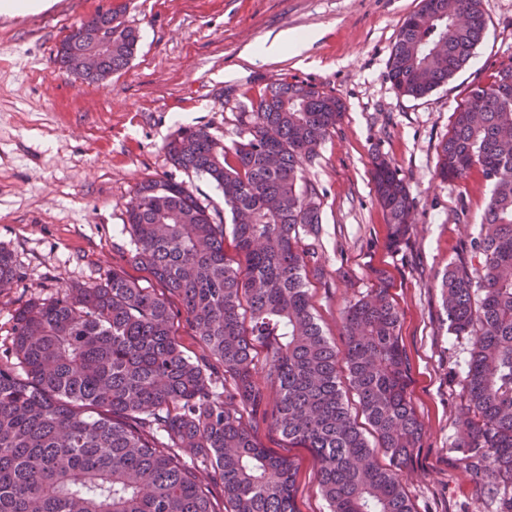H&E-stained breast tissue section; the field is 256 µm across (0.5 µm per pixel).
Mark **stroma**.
<instances>
[{"instance_id": "35a3bbf8", "label": "stroma", "mask_w": 512, "mask_h": 512, "mask_svg": "<svg viewBox=\"0 0 512 512\" xmlns=\"http://www.w3.org/2000/svg\"><path fill=\"white\" fill-rule=\"evenodd\" d=\"M421 0H50L27 15L0 14V245L20 276L0 290V360L12 316L31 297L90 285L124 270L125 211L138 182L172 173L163 145L178 128L236 137L243 104L282 79L332 90L345 110L306 167L321 195V222L304 235L320 272L309 273L313 313L343 345V310L386 288L400 314L409 393L422 446L405 492L413 512H497L493 481H473L454 453L464 400L460 379L471 342L452 336L437 276L469 258L491 187L481 174L435 176L440 143L471 84L512 61V0H481L486 28L463 70L422 98L399 95L388 62L399 28ZM139 36L127 68L89 83L55 64L70 27L110 5ZM283 30L315 34L307 50L275 59L254 51ZM381 155L404 178L415 222L399 246L377 202L371 161ZM269 405L246 421L257 441L296 468L298 512H327L310 449L270 426Z\"/></svg>"}]
</instances>
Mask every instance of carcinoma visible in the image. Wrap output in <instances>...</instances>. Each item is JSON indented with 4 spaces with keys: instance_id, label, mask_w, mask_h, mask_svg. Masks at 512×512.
I'll list each match as a JSON object with an SVG mask.
<instances>
[{
    "instance_id": "carcinoma-1",
    "label": "carcinoma",
    "mask_w": 512,
    "mask_h": 512,
    "mask_svg": "<svg viewBox=\"0 0 512 512\" xmlns=\"http://www.w3.org/2000/svg\"><path fill=\"white\" fill-rule=\"evenodd\" d=\"M121 13L98 11L95 25L64 36L60 67L90 82L126 68L138 35ZM484 30L480 0H421L391 52L394 88L426 96L462 69ZM99 38L112 52L92 75L75 57ZM343 111L333 92L281 80L240 113L229 146L205 127L177 130L164 145L170 163L215 184L231 224L186 182L146 178L126 207L130 259L166 293L114 270L15 311L9 354L18 368L0 365V512H214L196 467L222 482L224 512H297L293 462L260 447L244 421L265 398L259 371L274 394L270 424L312 450L329 512H413L404 469L422 433L399 313L384 288L349 303L339 348L306 287L317 258L301 239L321 223V201L304 164ZM438 156L437 176L463 180L477 170L491 185L470 242L477 264L445 270L438 287L449 333L471 340L455 449L476 479L502 490L499 512H512V62L471 86ZM371 177L397 246L413 223V198L381 156ZM228 233L234 263L224 254ZM18 276L0 246V288ZM172 298L224 365V391L181 349ZM344 378L390 467L352 416Z\"/></svg>"
}]
</instances>
